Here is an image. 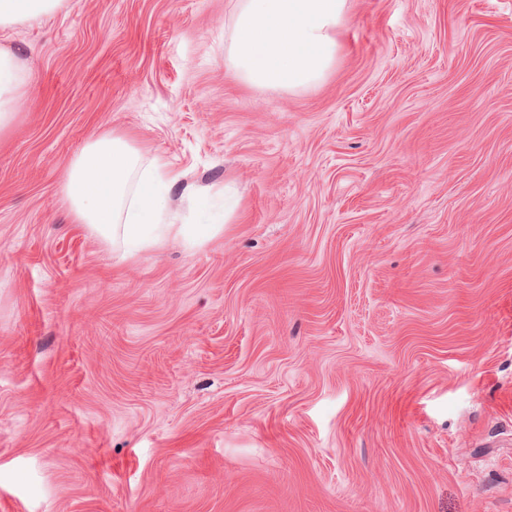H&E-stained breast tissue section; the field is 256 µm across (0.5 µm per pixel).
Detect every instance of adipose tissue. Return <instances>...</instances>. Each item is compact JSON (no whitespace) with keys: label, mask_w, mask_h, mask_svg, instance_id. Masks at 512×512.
Instances as JSON below:
<instances>
[{"label":"adipose tissue","mask_w":512,"mask_h":512,"mask_svg":"<svg viewBox=\"0 0 512 512\" xmlns=\"http://www.w3.org/2000/svg\"><path fill=\"white\" fill-rule=\"evenodd\" d=\"M64 0H0V29L59 10ZM349 0H237L232 44L224 69L234 81L259 88L304 90L322 83L336 64ZM30 72L0 50V131L26 93ZM176 174L161 159L144 161L133 138L94 137L70 166L62 187L74 223L87 225L122 264L173 242L198 246L216 224L167 222Z\"/></svg>","instance_id":"obj_1"}]
</instances>
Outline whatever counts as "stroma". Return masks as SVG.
I'll return each instance as SVG.
<instances>
[{
	"label": "stroma",
	"mask_w": 512,
	"mask_h": 512,
	"mask_svg": "<svg viewBox=\"0 0 512 512\" xmlns=\"http://www.w3.org/2000/svg\"><path fill=\"white\" fill-rule=\"evenodd\" d=\"M235 0L0 31V512H512V0H351L300 92ZM134 132L204 245L115 263L61 187ZM30 80L29 70L18 57L0 50V131L13 122L17 104L26 93Z\"/></svg>",
	"instance_id": "1"
}]
</instances>
